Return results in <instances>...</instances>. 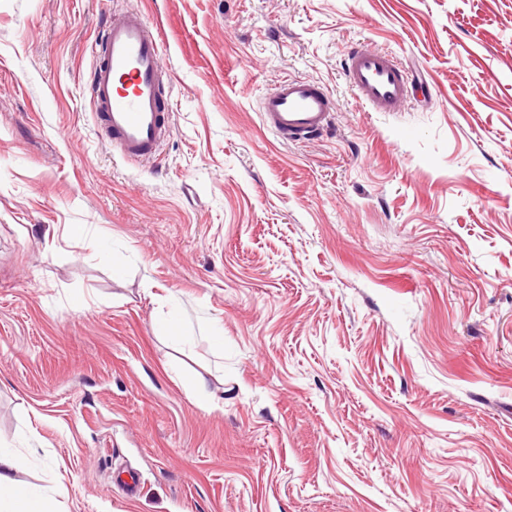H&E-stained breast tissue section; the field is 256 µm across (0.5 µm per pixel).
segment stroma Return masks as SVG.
I'll list each match as a JSON object with an SVG mask.
<instances>
[{
    "instance_id": "1",
    "label": "stroma",
    "mask_w": 512,
    "mask_h": 512,
    "mask_svg": "<svg viewBox=\"0 0 512 512\" xmlns=\"http://www.w3.org/2000/svg\"><path fill=\"white\" fill-rule=\"evenodd\" d=\"M126 9L164 42L147 166L86 91ZM286 78L336 102L305 144L260 120ZM0 446L59 512H512V0H0ZM343 69L354 96L369 112H399L408 103L407 72L391 52L352 47Z\"/></svg>"
}]
</instances>
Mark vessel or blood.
<instances>
[{
    "instance_id": "1",
    "label": "vessel or blood",
    "mask_w": 512,
    "mask_h": 512,
    "mask_svg": "<svg viewBox=\"0 0 512 512\" xmlns=\"http://www.w3.org/2000/svg\"><path fill=\"white\" fill-rule=\"evenodd\" d=\"M162 56L160 35L133 10L109 13L92 45V117L114 155L123 160L156 159L171 134ZM344 74L368 111L397 112L409 101L407 72L391 52L352 47ZM335 110L333 98L316 81L306 79L281 80L260 103L263 126L289 144L317 138L332 125Z\"/></svg>"
}]
</instances>
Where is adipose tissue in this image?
Wrapping results in <instances>:
<instances>
[{"instance_id": "ef3b65f1", "label": "adipose tissue", "mask_w": 512, "mask_h": 512, "mask_svg": "<svg viewBox=\"0 0 512 512\" xmlns=\"http://www.w3.org/2000/svg\"><path fill=\"white\" fill-rule=\"evenodd\" d=\"M27 460L9 448H0V512H56L55 496L15 478Z\"/></svg>"}]
</instances>
